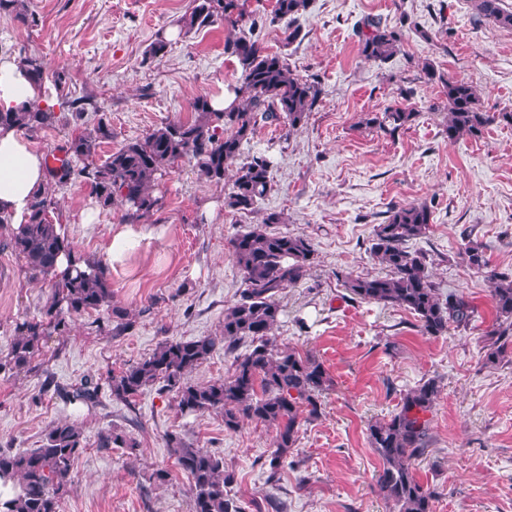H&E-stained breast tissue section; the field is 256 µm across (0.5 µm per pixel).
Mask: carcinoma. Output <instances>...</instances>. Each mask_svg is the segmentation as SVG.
I'll return each mask as SVG.
<instances>
[{
    "label": "carcinoma",
    "mask_w": 512,
    "mask_h": 512,
    "mask_svg": "<svg viewBox=\"0 0 512 512\" xmlns=\"http://www.w3.org/2000/svg\"><path fill=\"white\" fill-rule=\"evenodd\" d=\"M24 0H0V11H8L24 26H36L39 19ZM247 0H191L182 28L191 30L226 24L236 33L224 41V53L240 66L234 98L222 109L213 107V98L198 96L190 103L193 118L168 121L144 137L123 143L111 151L102 164L95 161L96 149L112 140L109 120L102 116L90 131L70 135L61 146L68 158L60 169L46 167L48 183L65 186L77 178L91 181L98 205L104 209L118 204L124 222L139 224L162 208L163 197L154 186L175 164L194 163L200 174L215 184L224 183L229 167L232 191L225 206L237 213L253 210L254 204L271 188V161L263 154L241 158L242 147L260 121L275 122L291 132L304 124L318 103L321 89L290 68L285 57L268 52L256 30V12L246 8ZM484 18L502 28L512 29V11L503 0H475ZM308 0H274L265 22L287 23L286 40H302L299 17ZM360 53L369 61L389 60L401 45L400 33L368 21L357 30ZM170 45L166 30L160 29L150 44L149 59L164 55ZM18 63L38 89L46 82H65L62 70L48 72L35 55L19 57ZM442 109L447 112L449 140L468 136L478 139L496 121L512 125V112L490 114L479 108L476 89L464 80L444 82ZM416 112L395 107L365 118L394 133L412 122ZM63 116L55 107L42 104V96L10 111H0V128L36 132L55 125ZM432 211L426 205H399L376 225L371 255L387 268L384 276H346L343 285L359 299L402 307L417 316L419 330L426 336H440L451 324H468L474 309L461 297L443 299L430 278L425 253L410 249L409 242L426 233ZM60 223L57 201L46 191L39 192L23 224L11 229L10 245L24 260L27 272L51 286L50 301L40 315L16 323L7 352L0 356V371H32L43 367L45 340L67 336L76 315L108 309L112 333L130 328L129 313L112 300L109 266L101 260L74 254L68 238L56 231ZM280 223L271 213L262 223L229 240V251L242 274L239 299L224 312L221 335L186 340H165L140 362L112 371L105 384L112 398L130 407L143 390L155 383L160 390L174 393L180 412L224 416V431L235 432L244 422L256 421L275 427L269 458L270 478L288 464L289 451L296 446L301 421L314 420L322 413L321 396L332 384L322 362L315 355L293 347H281L271 331L281 314L278 296L305 279L314 264L315 250L306 237L273 232L268 225ZM74 256L59 270L60 255ZM468 265L482 272L488 259L478 245L464 250ZM495 323L486 331V361L504 359L507 339L504 324L512 326V277L489 272ZM233 358L230 375L210 383H197L190 374L218 349ZM100 384L91 379L63 386L46 373L39 395L52 393L75 406L99 403ZM437 386L428 380L401 398L399 410L369 426L371 447L382 461L376 484L383 498L397 512H434L436 489L422 483L413 463L425 452L428 421L437 397ZM166 444L177 467L186 475L192 512H243L231 495L234 473L224 468V460L197 448L175 433L166 435ZM136 440L123 431L109 429L99 436V449L134 448ZM83 450V433L70 422L50 426L38 448L23 452L0 450V512H61V499L71 483L72 464Z\"/></svg>",
    "instance_id": "1"
}]
</instances>
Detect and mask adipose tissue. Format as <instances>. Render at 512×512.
Instances as JSON below:
<instances>
[{"label":"adipose tissue","instance_id":"ef3b65f1","mask_svg":"<svg viewBox=\"0 0 512 512\" xmlns=\"http://www.w3.org/2000/svg\"><path fill=\"white\" fill-rule=\"evenodd\" d=\"M35 95L19 63L0 62V109H12ZM45 184L42 153L19 131H0V212L10 214L14 223H22Z\"/></svg>","mask_w":512,"mask_h":512}]
</instances>
